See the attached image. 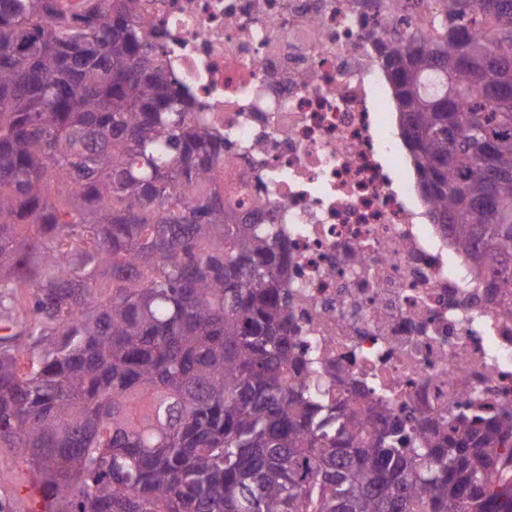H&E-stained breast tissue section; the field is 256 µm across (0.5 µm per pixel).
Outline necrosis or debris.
Segmentation results:
<instances>
[{
  "label": "necrosis or debris",
  "mask_w": 512,
  "mask_h": 512,
  "mask_svg": "<svg viewBox=\"0 0 512 512\" xmlns=\"http://www.w3.org/2000/svg\"><path fill=\"white\" fill-rule=\"evenodd\" d=\"M373 0H150L224 136V209L288 244V321L330 397L382 415L512 406V312L418 187Z\"/></svg>",
  "instance_id": "obj_1"
}]
</instances>
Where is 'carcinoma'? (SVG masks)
I'll return each mask as SVG.
<instances>
[{"label":"carcinoma","instance_id":"1","mask_svg":"<svg viewBox=\"0 0 512 512\" xmlns=\"http://www.w3.org/2000/svg\"><path fill=\"white\" fill-rule=\"evenodd\" d=\"M143 0H0V447L49 512H512V411L326 399L288 245L224 212V137ZM434 224L512 268V0L377 48Z\"/></svg>","mask_w":512,"mask_h":512}]
</instances>
